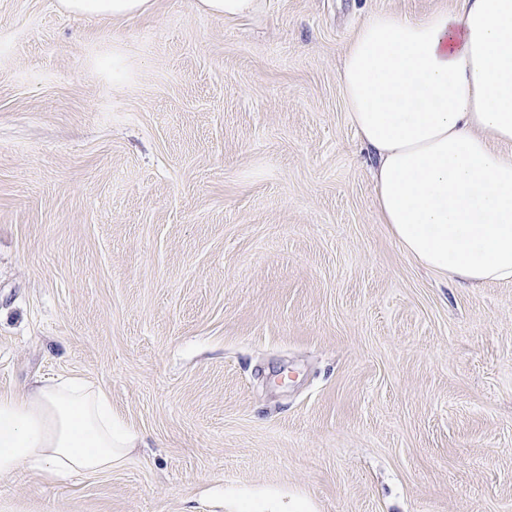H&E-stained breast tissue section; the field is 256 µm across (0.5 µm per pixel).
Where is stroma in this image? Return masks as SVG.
<instances>
[{"label":"stroma","mask_w":512,"mask_h":512,"mask_svg":"<svg viewBox=\"0 0 512 512\" xmlns=\"http://www.w3.org/2000/svg\"><path fill=\"white\" fill-rule=\"evenodd\" d=\"M453 3L0 0V394L82 374L144 436L109 474L0 475V502L512 512V282L403 251L338 79L373 13ZM154 0H57V8L70 15H95L127 20L148 13ZM196 6L204 14L224 16V21L254 15L260 9L259 0H197ZM226 512H306L307 504L300 499L286 500L278 494L224 495Z\"/></svg>","instance_id":"obj_1"}]
</instances>
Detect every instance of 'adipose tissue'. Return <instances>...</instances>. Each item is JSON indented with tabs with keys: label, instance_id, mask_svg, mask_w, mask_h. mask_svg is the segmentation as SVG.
Here are the masks:
<instances>
[{
	"label": "adipose tissue",
	"instance_id": "obj_1",
	"mask_svg": "<svg viewBox=\"0 0 512 512\" xmlns=\"http://www.w3.org/2000/svg\"><path fill=\"white\" fill-rule=\"evenodd\" d=\"M70 15L127 20L153 0H57ZM350 122L372 151L375 204L422 266L476 286L512 280V0H459L419 18L381 11L339 72ZM143 441L109 393L78 374L0 394V474L51 483L111 473ZM226 512H307L274 493Z\"/></svg>",
	"mask_w": 512,
	"mask_h": 512
}]
</instances>
